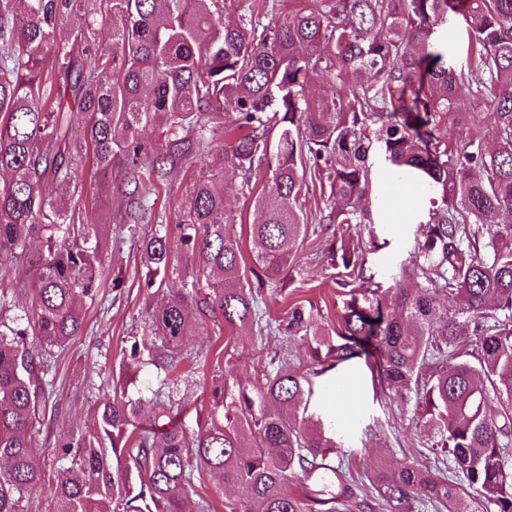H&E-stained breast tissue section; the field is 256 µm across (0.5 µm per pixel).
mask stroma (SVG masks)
Instances as JSON below:
<instances>
[{
  "label": "stroma",
  "instance_id": "1",
  "mask_svg": "<svg viewBox=\"0 0 512 512\" xmlns=\"http://www.w3.org/2000/svg\"><path fill=\"white\" fill-rule=\"evenodd\" d=\"M189 135L199 141L202 156L195 159L192 166H176L172 174L173 194L179 199L186 196L193 174L216 173L224 166L223 155L215 151L222 138L211 124L190 130ZM372 173L387 191L392 205L402 210L407 218L403 224L374 227L376 235L388 239L389 245L368 255L367 264L377 271L383 287L389 288L393 285L390 273L395 263L404 259L413 245L415 227L409 219L419 213L420 207L406 203L404 188L392 184L383 161H375ZM124 174V169H114L111 184L99 186L94 193L81 191L74 185L59 191L67 208H80L85 223L103 227L100 244L102 286L94 303L86 307L87 326L83 335L73 338L65 348L56 352L57 362L52 370L54 393L33 432L34 450L50 472L60 465L55 452L57 441L71 432L93 428L94 410L111 396L113 384L129 361L131 345L137 341L147 342L143 319L146 308L162 303L188 282L187 276L175 275L166 278L161 288L148 286L146 269L135 242L156 225L177 224L178 215L160 202L148 211L144 222L126 223ZM271 184L270 173L264 171L253 181L252 194H242L236 182L224 185V201L236 214V231L244 255L252 253L249 227L256 218L252 196L270 188ZM318 247L316 236H309L300 246L287 280L262 289L261 295L271 318L285 319L293 304H310L322 325H335L344 293L336 283V268L331 267L327 259L316 258ZM36 277V266L25 260L0 267V292L10 301L9 309L0 313L1 322L8 325L23 315L28 305L26 288L33 285ZM115 278L120 281L116 288L111 285ZM19 280L25 282V290L16 289L15 283ZM282 350L300 357L306 354L301 343L286 348L281 336L264 337L239 349L237 378L245 383L255 380L270 356ZM211 372L208 366L198 368L178 386L176 398L180 419L187 428H196L207 419L206 380ZM321 381L327 386L323 402L341 428L342 449L350 455L354 470L363 477L358 492L371 504L373 512H383L368 480L369 475L380 468L393 472L404 462L423 461L429 454L423 435L415 427L413 408L377 398L371 371L362 359L352 360L326 373Z\"/></svg>",
  "mask_w": 512,
  "mask_h": 512
}]
</instances>
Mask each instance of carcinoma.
I'll return each instance as SVG.
<instances>
[{"label":"carcinoma","mask_w":512,"mask_h":512,"mask_svg":"<svg viewBox=\"0 0 512 512\" xmlns=\"http://www.w3.org/2000/svg\"><path fill=\"white\" fill-rule=\"evenodd\" d=\"M81 2L0 0V264L23 255L40 269L27 326L0 330V512H18L21 494L44 483L29 432L52 394L51 349L84 332L78 300L101 288L102 225L76 223L49 187L80 180L88 162L103 178L125 163L135 223L150 208L143 188L160 191L168 163L196 157L182 132L226 106L222 176L192 179L177 234L138 239L150 284L178 256L197 264L190 291L146 309L152 345L130 349L131 365L164 372L168 390L147 416L148 401L117 386L92 430L57 444L51 512H211L190 495L203 470L236 490L230 512L328 501L367 512L353 471L325 455L340 447L336 419L309 412L313 378L364 355L385 397L415 399L434 454L432 465L373 476L387 512H414L420 490L437 512H470L467 495L512 512V0H303L283 24L262 23L249 0H99L112 17L107 49L92 41L90 16L72 23ZM228 7L238 23L224 24ZM450 11L466 21L463 59ZM317 78L330 92L313 101ZM77 117L82 146L69 137ZM156 128L164 138L151 142ZM374 156L431 204L391 295L366 261L387 241L362 240L367 226L399 221L372 194ZM262 166L273 186L253 199L248 270L221 181L248 188ZM316 182L329 194L312 226L302 199ZM334 224L353 246H337ZM311 231L341 268L337 325L326 331L296 304L277 330L304 340L316 367L277 355L244 385L227 344L208 419L186 429L173 390L186 337L207 321L236 338L272 331L254 287L280 282ZM295 479L309 483L300 495L288 492Z\"/></svg>","instance_id":"carcinoma-1"}]
</instances>
